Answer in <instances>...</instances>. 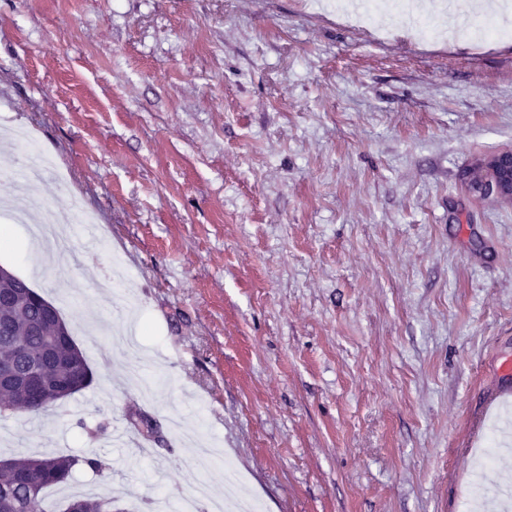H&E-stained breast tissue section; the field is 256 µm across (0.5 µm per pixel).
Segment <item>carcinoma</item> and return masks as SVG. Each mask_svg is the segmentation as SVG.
Listing matches in <instances>:
<instances>
[{"label": "carcinoma", "instance_id": "carcinoma-1", "mask_svg": "<svg viewBox=\"0 0 512 512\" xmlns=\"http://www.w3.org/2000/svg\"><path fill=\"white\" fill-rule=\"evenodd\" d=\"M36 295L38 292L29 290L20 278L0 284V321L12 326V339H0V363H10L17 370L25 368V359L17 352V346L36 352L43 344V336L35 332L36 325L44 321L43 306L33 300ZM59 351L62 369L51 370V375L60 377L70 387L90 386L92 371L68 329L59 335ZM16 463V472L0 475V512H45L42 503L46 488L71 481L78 466L96 474L105 469L99 458L69 455L20 457ZM73 504L80 512H106L110 499L82 496L69 500L68 505Z\"/></svg>", "mask_w": 512, "mask_h": 512}]
</instances>
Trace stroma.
I'll return each mask as SVG.
<instances>
[{
    "mask_svg": "<svg viewBox=\"0 0 512 512\" xmlns=\"http://www.w3.org/2000/svg\"><path fill=\"white\" fill-rule=\"evenodd\" d=\"M354 27L329 0H0V128L85 261L0 213V266L59 310L93 384L0 416V457L97 456L44 500L177 504L223 461L259 512H483L512 485V38ZM95 244H88L87 231ZM499 451L481 466L485 448ZM465 184L473 195H495L511 202L512 150L476 159L468 171Z\"/></svg>",
    "mask_w": 512,
    "mask_h": 512,
    "instance_id": "stroma-1",
    "label": "stroma"
}]
</instances>
